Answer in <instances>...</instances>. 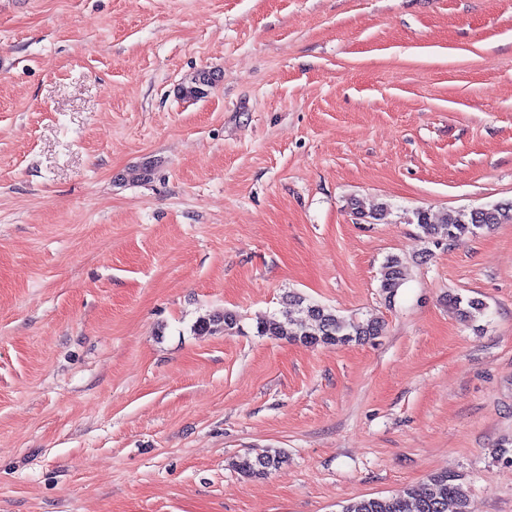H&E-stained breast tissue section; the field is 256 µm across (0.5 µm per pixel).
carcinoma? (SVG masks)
Returning a JSON list of instances; mask_svg holds the SVG:
<instances>
[{
  "mask_svg": "<svg viewBox=\"0 0 512 512\" xmlns=\"http://www.w3.org/2000/svg\"><path fill=\"white\" fill-rule=\"evenodd\" d=\"M212 86L205 73L200 71L183 81L178 94L185 100H194L205 94V88ZM417 226L424 237L439 245L464 234H475L478 230L494 224L512 223V203L494 204L471 209L453 210L438 222L429 220L424 210L414 212ZM406 276L405 265L398 257L387 259L383 266L380 288L386 299L395 298ZM448 302L455 306L465 320H474L484 314L482 302L475 299L463 300L451 296ZM240 321L231 311L222 315H209L197 320L194 332L215 334L239 329ZM256 332L260 336L290 339L309 345H348L350 343L369 342L382 332L377 320H353L336 314L330 308L318 303L306 301L302 296L288 295V303L280 315H274L259 321ZM284 455L280 451L255 460L243 456L236 461L235 467L246 477L263 476L277 469L283 463ZM342 512H468L467 498L462 487L456 483V477L448 473L431 476L420 491L403 490L387 498H362L348 503Z\"/></svg>",
  "mask_w": 512,
  "mask_h": 512,
  "instance_id": "1",
  "label": "carcinoma"
}]
</instances>
